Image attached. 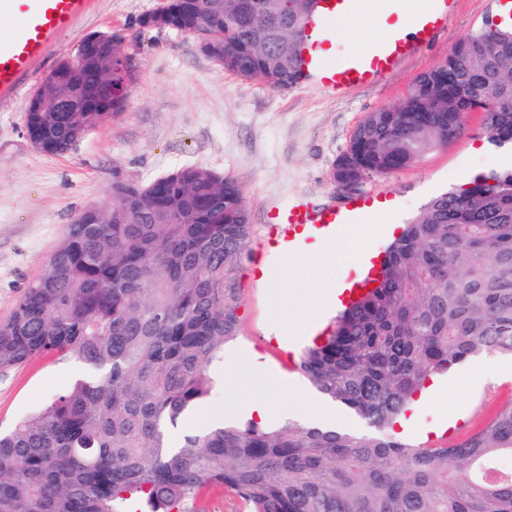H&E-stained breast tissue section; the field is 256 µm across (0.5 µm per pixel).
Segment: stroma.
I'll use <instances>...</instances> for the list:
<instances>
[{
    "instance_id": "1",
    "label": "stroma",
    "mask_w": 512,
    "mask_h": 512,
    "mask_svg": "<svg viewBox=\"0 0 512 512\" xmlns=\"http://www.w3.org/2000/svg\"><path fill=\"white\" fill-rule=\"evenodd\" d=\"M162 0H96V6L71 33L62 35L43 60L47 77L80 40L94 31L124 38L134 80L122 114L93 130L66 155L50 157L31 147L24 132L26 86L0 100V320L8 318L27 284L60 243L67 224L84 207L108 202L112 181L121 175L143 183L174 168L213 169L242 188L254 227L241 273L240 329L224 348V360L211 365L214 396L207 412L232 406L236 392L285 397L273 381L285 375L303 389L307 378L284 364L308 340L293 330H278L284 301H313L321 285L320 244L307 240L300 255L282 260L272 243L276 227L269 214L281 201L300 197L319 208L347 200L394 201L393 221L407 224L432 198L466 186L475 176L512 166V150L492 145L484 115L469 113L463 132L447 145L427 151L414 165L385 175L366 176L352 190L333 179L337 159L369 112L399 104L411 81L444 60L464 36L499 14L500 0H457L445 29L419 53L403 60L375 83L332 97L314 86L272 89L246 81L215 65L193 38L168 30L145 29L141 18ZM392 20L359 21L336 43L345 53L380 39L389 24L406 25V0H390ZM270 269L267 280L254 278V265ZM241 361L248 375L240 389L224 380V365ZM512 355L488 353L466 360L433 387L439 398H417L405 440L420 444L429 433L452 430L453 440L474 431L493 407L512 400V376H502ZM76 360L37 357L0 376V428L11 429L77 377Z\"/></svg>"
}]
</instances>
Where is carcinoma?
Instances as JSON below:
<instances>
[{"label":"carcinoma","instance_id":"obj_1","mask_svg":"<svg viewBox=\"0 0 512 512\" xmlns=\"http://www.w3.org/2000/svg\"><path fill=\"white\" fill-rule=\"evenodd\" d=\"M310 0H165L155 28L205 24V56L270 88L297 82ZM96 65L77 79L93 94ZM480 107L512 146V26L481 27L418 76L403 102L367 113L335 181L388 174L444 145ZM112 115L28 112L59 156ZM252 224L240 186L206 167L149 183L115 178L85 210L12 314L0 375L35 357L74 359L82 378L0 433V512H207L233 491L247 512H512V401L448 446L392 433L427 381L480 353L512 354V168L429 201L389 246L373 287L294 362L368 430L254 422L184 432L210 395L209 367L238 335Z\"/></svg>","mask_w":512,"mask_h":512}]
</instances>
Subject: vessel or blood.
<instances>
[{
  "instance_id": "obj_1",
  "label": "vessel or blood",
  "mask_w": 512,
  "mask_h": 512,
  "mask_svg": "<svg viewBox=\"0 0 512 512\" xmlns=\"http://www.w3.org/2000/svg\"><path fill=\"white\" fill-rule=\"evenodd\" d=\"M370 2L316 0L302 20L301 84L336 95L376 81L416 55L447 25L456 4V0H437L438 9L415 16L408 30H392L373 47L336 55L338 32L368 13ZM93 7L94 0H0V19L8 23L0 33V98L22 91L58 38L75 29ZM361 209L357 202L336 211L314 207L301 198L288 199L272 216L283 227L278 241L281 253L296 255L300 242L316 232L335 238L360 223Z\"/></svg>"
}]
</instances>
